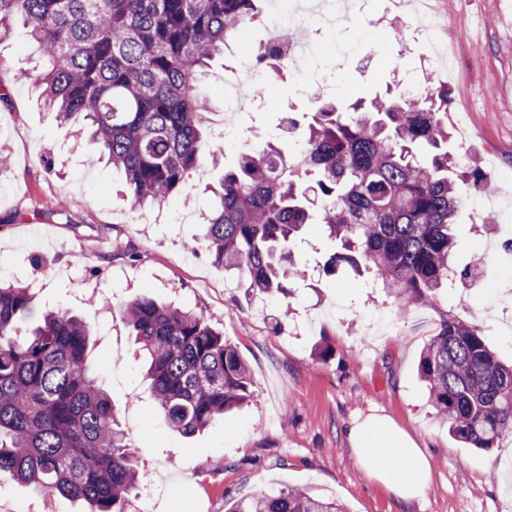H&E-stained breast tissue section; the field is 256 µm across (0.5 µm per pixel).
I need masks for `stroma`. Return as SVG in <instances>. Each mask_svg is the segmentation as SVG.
<instances>
[{
	"instance_id": "stroma-1",
	"label": "stroma",
	"mask_w": 512,
	"mask_h": 512,
	"mask_svg": "<svg viewBox=\"0 0 512 512\" xmlns=\"http://www.w3.org/2000/svg\"><path fill=\"white\" fill-rule=\"evenodd\" d=\"M355 21L341 30L342 55L323 72L349 102L434 75L448 90L449 145L459 168H479L489 189L469 190L453 228L454 263L468 275L431 303L396 315L393 297L341 270L323 273L335 250L310 229L294 246L303 272L293 298L248 291L198 249L212 195L238 147L295 141L288 113L312 108L308 86L284 71L267 101L240 113L224 158L160 209L133 217L121 174L83 164L96 145L57 121L41 100L43 69L27 28L0 34V280L34 285L33 310L65 307L93 325L90 357L140 459V482L156 480L149 512H224L228 499L300 488L336 499L347 512H512V441L466 447L440 425L417 365L445 316L478 325L503 361L512 360V0H429L446 27L438 47L406 41L412 5L349 0ZM33 79L16 81L20 68ZM151 292L203 312L252 374L253 396L223 424L185 438L166 430L143 380L134 338L117 304ZM329 348L321 359L317 352ZM389 417L426 455L421 498L402 500L370 476L349 431L367 415ZM0 512H80L68 498H44L0 475Z\"/></svg>"
}]
</instances>
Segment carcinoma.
<instances>
[{
	"label": "carcinoma",
	"mask_w": 512,
	"mask_h": 512,
	"mask_svg": "<svg viewBox=\"0 0 512 512\" xmlns=\"http://www.w3.org/2000/svg\"><path fill=\"white\" fill-rule=\"evenodd\" d=\"M259 0H0V27L21 18L45 61L38 75L62 123H84L95 161L120 171L131 207H162L183 193L221 146L203 129L211 101L201 79L229 41L262 21ZM264 72L277 52L255 51ZM313 111L288 116L298 139L246 146L224 170L199 243L247 287L292 297L301 275L291 245L318 226L340 249L325 262L372 274L401 316L456 287L452 226L461 185L488 188L448 151V90L413 102L401 91L345 107L323 85ZM34 293L0 284V472L44 497L60 494L89 512H127L139 486L138 453L88 347L94 329L64 307L22 334ZM140 345L162 426L191 436L243 405L253 379L235 347L196 311L150 294L118 307ZM418 375L448 433L470 448L512 439V364L496 358L480 328L443 319ZM226 512H345L302 489L260 491Z\"/></svg>",
	"instance_id": "carcinoma-1"
}]
</instances>
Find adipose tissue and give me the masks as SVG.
I'll return each instance as SVG.
<instances>
[{"instance_id": "ef3b65f1", "label": "adipose tissue", "mask_w": 512, "mask_h": 512, "mask_svg": "<svg viewBox=\"0 0 512 512\" xmlns=\"http://www.w3.org/2000/svg\"><path fill=\"white\" fill-rule=\"evenodd\" d=\"M349 438L362 465L398 498L421 495L430 479V465L420 448L387 419L368 417L352 427Z\"/></svg>"}]
</instances>
